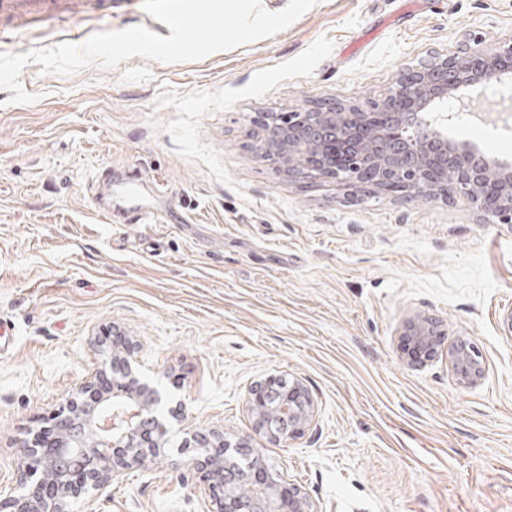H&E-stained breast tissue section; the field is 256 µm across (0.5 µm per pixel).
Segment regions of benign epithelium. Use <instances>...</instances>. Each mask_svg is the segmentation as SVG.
Masks as SVG:
<instances>
[{
    "label": "benign epithelium",
    "mask_w": 512,
    "mask_h": 512,
    "mask_svg": "<svg viewBox=\"0 0 512 512\" xmlns=\"http://www.w3.org/2000/svg\"><path fill=\"white\" fill-rule=\"evenodd\" d=\"M512 75V38L481 45L474 38L465 48L435 59L426 68H407L394 89L374 105L387 120L368 135L351 128L353 108L292 112L273 121L264 152L291 169L300 153L299 170L315 179L327 174L360 191L363 169L371 168L375 188L387 192H436L450 202L464 198L493 224H512V172L468 143L448 141L441 128L449 115L438 106L451 91L470 87L487 92ZM400 335L412 346L414 364L446 353L464 387L485 376L475 343L452 338L437 319L407 316ZM89 344L98 367L75 388L65 403L24 443L17 478L19 493L0 501L8 512H70L71 498L120 482L151 458L165 454L168 432L157 415L161 395L134 371V342L117 335H96ZM253 429L276 442L301 437L317 414L305 385L269 377L249 393ZM185 447L196 449L192 465L207 485L215 512H319L302 487L272 476L263 456L250 454L248 438L231 443L224 433L195 430Z\"/></svg>",
    "instance_id": "7a95c632"
}]
</instances>
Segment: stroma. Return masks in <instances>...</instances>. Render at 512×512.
Returning a JSON list of instances; mask_svg holds the SVG:
<instances>
[{"mask_svg":"<svg viewBox=\"0 0 512 512\" xmlns=\"http://www.w3.org/2000/svg\"><path fill=\"white\" fill-rule=\"evenodd\" d=\"M79 3L0 52L171 34L142 0ZM470 33L512 37V0H317L201 60H94L71 76L30 63L20 82L35 103L0 90V498L21 441L93 368L89 336L116 325L184 417L165 457L72 512H206L183 441L209 428L250 436L324 512H512V224L462 200L290 175L255 136L267 114L368 107ZM455 101L449 139L512 164V80ZM129 185L156 220L126 209ZM414 312L476 343L479 385H459L444 354L409 366L398 327ZM271 376L317 404L280 446L253 433L247 403Z\"/></svg>","mask_w":512,"mask_h":512,"instance_id":"1","label":"stroma"}]
</instances>
